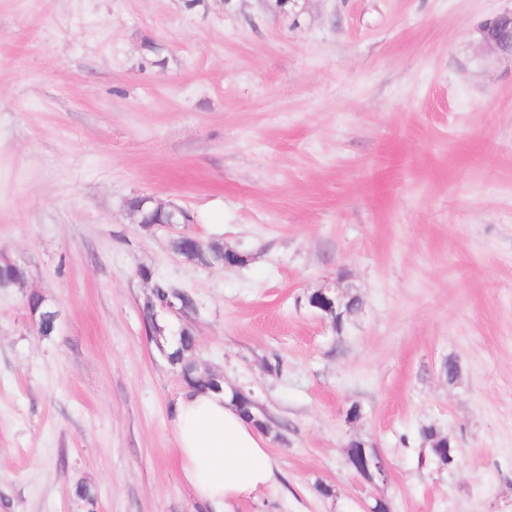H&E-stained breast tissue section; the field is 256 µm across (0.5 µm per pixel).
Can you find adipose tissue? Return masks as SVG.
<instances>
[{"label":"adipose tissue","mask_w":512,"mask_h":512,"mask_svg":"<svg viewBox=\"0 0 512 512\" xmlns=\"http://www.w3.org/2000/svg\"><path fill=\"white\" fill-rule=\"evenodd\" d=\"M181 474L213 512L274 486L278 466L266 442L226 391L189 389L175 405Z\"/></svg>","instance_id":"obj_1"}]
</instances>
